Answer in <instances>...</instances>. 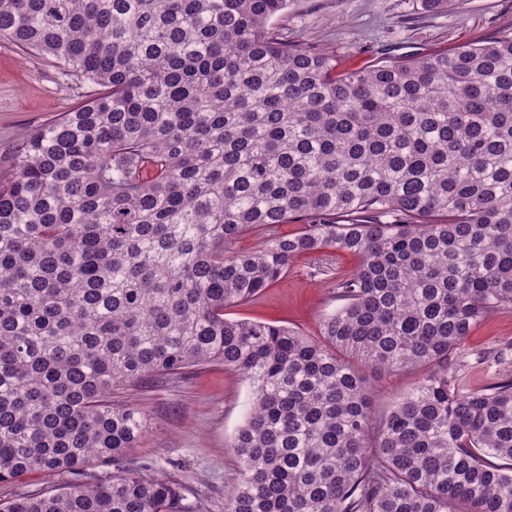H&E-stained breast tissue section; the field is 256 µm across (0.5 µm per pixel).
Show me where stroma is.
<instances>
[{
    "label": "stroma",
    "instance_id": "obj_1",
    "mask_svg": "<svg viewBox=\"0 0 512 512\" xmlns=\"http://www.w3.org/2000/svg\"><path fill=\"white\" fill-rule=\"evenodd\" d=\"M289 40L335 54L343 68L360 69L392 59H411L471 41L512 33V0H450L425 10L421 0H291L277 19ZM87 87L64 82L46 59L26 56L0 40V175L8 176L21 139L71 111ZM350 256L302 257L256 300L227 310L246 318L319 335L337 306V278L355 268ZM471 387L512 374V309L481 321L461 349ZM118 404H138L149 428L123 460L184 486L206 512H224L237 477L230 443L252 407V389L220 364L191 367L115 391Z\"/></svg>",
    "mask_w": 512,
    "mask_h": 512
}]
</instances>
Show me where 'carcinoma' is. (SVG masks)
Listing matches in <instances>:
<instances>
[{
    "mask_svg": "<svg viewBox=\"0 0 512 512\" xmlns=\"http://www.w3.org/2000/svg\"><path fill=\"white\" fill-rule=\"evenodd\" d=\"M288 5L0 0L89 89L0 179V483L120 462L146 415L112 392L218 363L254 390L224 512H512V377L459 362L512 308V36L346 71ZM325 249L358 266L319 336L226 317ZM407 371L375 419L368 375ZM0 512L205 507L128 467Z\"/></svg>",
    "mask_w": 512,
    "mask_h": 512,
    "instance_id": "carcinoma-1",
    "label": "carcinoma"
}]
</instances>
